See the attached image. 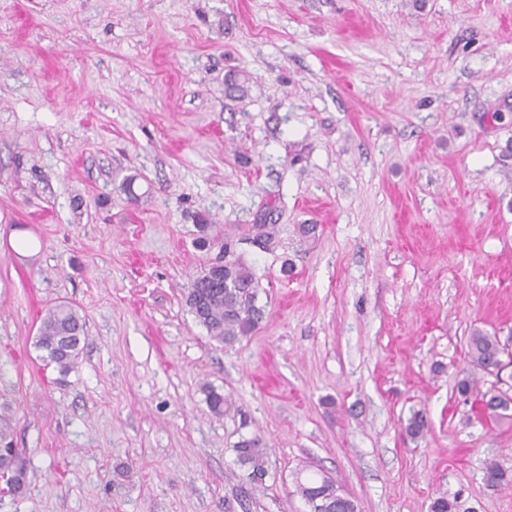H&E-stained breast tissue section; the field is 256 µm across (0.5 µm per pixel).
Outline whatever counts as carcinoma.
<instances>
[{
    "mask_svg": "<svg viewBox=\"0 0 512 512\" xmlns=\"http://www.w3.org/2000/svg\"><path fill=\"white\" fill-rule=\"evenodd\" d=\"M255 239L264 250L277 244L274 224H257ZM259 283L251 268L245 263L230 238H224V265L214 262L195 277L187 288L186 304L197 322L208 335L232 347L252 335L264 318L265 311L258 305ZM85 338V322L68 303L61 302L45 312L39 327L36 346L43 352L41 359L54 366L62 375L68 374L77 364L81 343ZM468 357L474 372L457 381L456 391L464 403L471 404L472 417L485 422L511 420L512 395L495 385L482 389L475 373L492 374L498 362L500 344L498 336L476 331L470 336ZM210 412L218 417L229 412L233 404L229 397L214 387L204 389ZM11 402L0 403V481L9 490L26 483L27 468L21 449L13 445ZM427 429L426 414L419 410L412 414L405 426L406 434L418 438ZM233 451L240 466L247 470L253 487L265 484L269 476L267 456L258 436H242ZM484 477L492 486L512 483L508 472L496 463L486 465ZM296 487L307 501L317 499L321 512H357V504L344 495L340 486L327 475L302 476L297 473Z\"/></svg>",
    "mask_w": 512,
    "mask_h": 512,
    "instance_id": "1",
    "label": "carcinoma"
}]
</instances>
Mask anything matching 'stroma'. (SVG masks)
Returning a JSON list of instances; mask_svg holds the SVG:
<instances>
[{"instance_id": "obj_1", "label": "stroma", "mask_w": 512, "mask_h": 512, "mask_svg": "<svg viewBox=\"0 0 512 512\" xmlns=\"http://www.w3.org/2000/svg\"><path fill=\"white\" fill-rule=\"evenodd\" d=\"M203 222L265 307L229 348L185 303ZM63 301L86 321L64 376L35 346ZM477 329L512 345V0H0V391L27 466L0 512H310L305 466L360 512H512L483 479L512 474V421L455 391ZM233 451L241 467L247 470L249 483L254 488L263 486L269 476L267 456L262 440L258 436H241L234 444Z\"/></svg>"}]
</instances>
